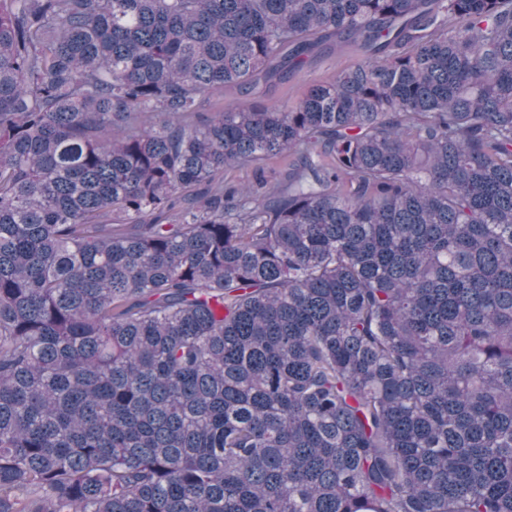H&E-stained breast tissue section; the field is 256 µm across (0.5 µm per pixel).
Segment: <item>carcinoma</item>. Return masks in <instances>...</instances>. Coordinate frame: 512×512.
<instances>
[{
	"mask_svg": "<svg viewBox=\"0 0 512 512\" xmlns=\"http://www.w3.org/2000/svg\"><path fill=\"white\" fill-rule=\"evenodd\" d=\"M0 512H512V0H0ZM360 60V54L351 46L344 45L338 48L333 46L322 53L312 64L287 78L261 85L252 92L241 93L237 90L227 89L223 94H214L203 106L201 116L203 118L213 117L216 107L220 105L224 106V110L274 105L281 112L291 111L309 88L332 81L337 71L353 66ZM285 167L282 159H271L260 164H249L224 170V181L237 185H254L261 170L272 179Z\"/></svg>",
	"mask_w": 512,
	"mask_h": 512,
	"instance_id": "1",
	"label": "carcinoma"
}]
</instances>
